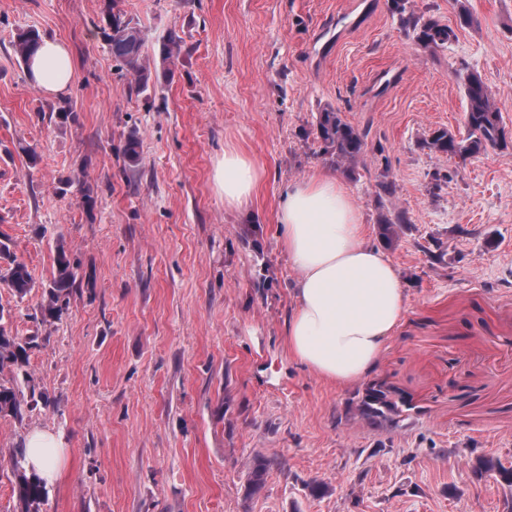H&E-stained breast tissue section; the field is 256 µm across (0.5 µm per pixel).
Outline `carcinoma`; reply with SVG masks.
Segmentation results:
<instances>
[{
  "mask_svg": "<svg viewBox=\"0 0 512 512\" xmlns=\"http://www.w3.org/2000/svg\"><path fill=\"white\" fill-rule=\"evenodd\" d=\"M393 9L399 15L403 27L412 31L417 45L435 50L455 36L453 29L435 19L423 16L408 8V0H393ZM104 41L109 46L112 57L121 69H128L135 76L140 91L149 88L152 73L143 61L145 39L142 30L125 18L121 12L108 11L101 27ZM41 36L34 29L16 33L13 40L15 53L20 61L28 63L37 51ZM182 38L174 31L167 34L160 50L162 71L167 78L173 74V67L182 54ZM466 99L464 124L466 135L456 137L442 130L433 134L429 145L435 150L465 161L489 148L506 145L503 137L505 127L500 109L480 75L474 72L462 77ZM317 137L328 144L336 156V164L349 170L356 167L365 153L367 133L362 132L341 116V113L324 108L316 122ZM54 270L49 282L43 287L44 304L40 306L43 317L60 320L69 311L71 296L78 287L79 261L70 258L60 247L53 260ZM0 282L5 283L14 295L24 298L33 288L31 274L27 266L11 253L10 246L0 241ZM11 311L0 306V375L4 371L14 372L24 367L28 351L40 346L39 336L22 338L13 334ZM47 406L49 398L28 376H23V384L0 380V415L23 418L26 411L38 405ZM358 417L373 426L394 425L404 410L410 408L402 397H396V390L384 381L367 385L358 399L352 402ZM12 469L18 482L13 493L18 502L19 512H39L40 505L47 497L46 482L34 471L27 468L25 449L20 448L12 455ZM272 461L265 456L252 460L248 473V489L255 493L265 484L271 470ZM473 473L478 478L489 477L495 482L512 487V466H505L491 456L476 457Z\"/></svg>",
  "mask_w": 512,
  "mask_h": 512,
  "instance_id": "carcinoma-1",
  "label": "carcinoma"
}]
</instances>
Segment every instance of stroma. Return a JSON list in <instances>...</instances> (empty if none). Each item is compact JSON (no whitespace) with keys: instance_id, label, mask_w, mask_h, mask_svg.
I'll return each instance as SVG.
<instances>
[{"instance_id":"stroma-1","label":"stroma","mask_w":512,"mask_h":512,"mask_svg":"<svg viewBox=\"0 0 512 512\" xmlns=\"http://www.w3.org/2000/svg\"><path fill=\"white\" fill-rule=\"evenodd\" d=\"M465 3L468 25L455 0H409L455 32L431 52L391 0H0V236L35 282L21 301L0 284V306L40 336L25 371L53 402L0 417V512H16L9 459L35 431L60 458L41 512H512L511 488L472 473L480 455L512 464V143L465 161L429 146L463 132L471 71L512 134V0ZM110 6L146 58L178 31L173 79L141 93L117 71ZM27 28L67 43L76 121L14 55ZM325 107L368 133L338 174L410 294L373 374L411 405L392 428L354 417L363 383L319 380L285 343L295 272L275 216L289 183L333 164L314 134ZM228 143L265 169L248 219L214 189ZM383 214L405 217L391 244ZM60 244L80 284L67 316L36 323ZM257 453L276 464L252 495Z\"/></svg>"}]
</instances>
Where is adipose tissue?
Wrapping results in <instances>:
<instances>
[{"label": "adipose tissue", "instance_id": "adipose-tissue-1", "mask_svg": "<svg viewBox=\"0 0 512 512\" xmlns=\"http://www.w3.org/2000/svg\"><path fill=\"white\" fill-rule=\"evenodd\" d=\"M29 75L45 94L67 92L73 69L66 45L44 40ZM263 177L258 161L230 144L212 179L225 208L245 213ZM276 220L281 247L296 271L286 325L291 358L329 383L366 379L409 309L396 265L368 243L363 214L331 169L318 167L289 183Z\"/></svg>", "mask_w": 512, "mask_h": 512}]
</instances>
